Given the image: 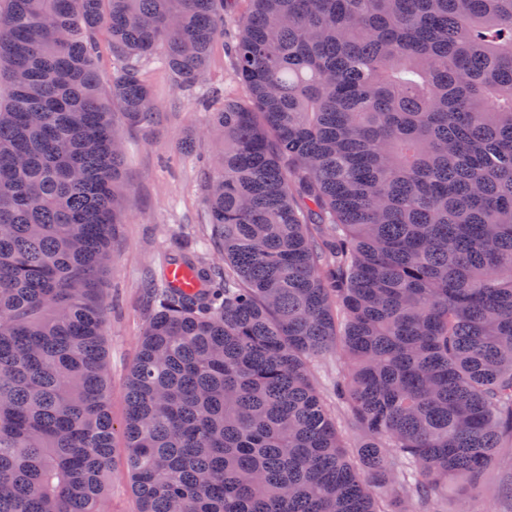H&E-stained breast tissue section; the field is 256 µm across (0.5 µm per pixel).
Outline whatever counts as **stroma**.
<instances>
[{"instance_id":"obj_1","label":"stroma","mask_w":512,"mask_h":512,"mask_svg":"<svg viewBox=\"0 0 512 512\" xmlns=\"http://www.w3.org/2000/svg\"><path fill=\"white\" fill-rule=\"evenodd\" d=\"M142 74L160 112L153 132L122 129L126 153L123 172L130 186L123 223L114 243V263L101 277L107 296L106 347L112 364L109 405L114 425H122L127 375L138 351V338L151 313L148 286L168 258L189 248L205 232L207 213L203 161L208 141L201 132L209 118L203 91L180 89L158 59L143 63ZM218 88L245 100L229 47L215 45L208 61L205 89ZM512 476V448L499 449L497 464L482 486L460 495L449 492L444 512H512V499L498 492Z\"/></svg>"}]
</instances>
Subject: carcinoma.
<instances>
[{"label": "carcinoma", "instance_id": "obj_1", "mask_svg": "<svg viewBox=\"0 0 512 512\" xmlns=\"http://www.w3.org/2000/svg\"><path fill=\"white\" fill-rule=\"evenodd\" d=\"M0 1V512H105L113 143L153 127L143 59L204 80L224 0ZM233 55L224 265L162 278L128 376L139 512H439L512 447V0H250ZM337 348L352 451L309 374Z\"/></svg>", "mask_w": 512, "mask_h": 512}]
</instances>
